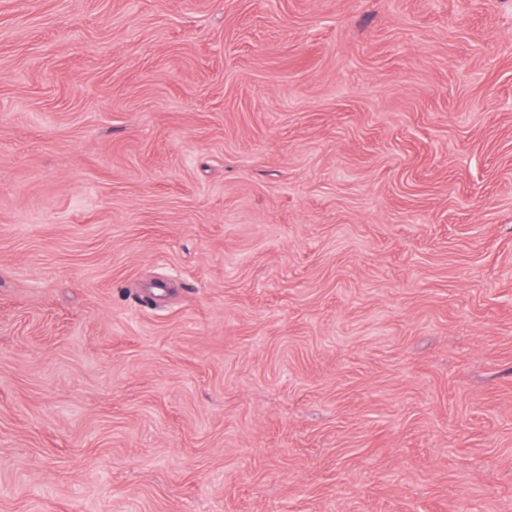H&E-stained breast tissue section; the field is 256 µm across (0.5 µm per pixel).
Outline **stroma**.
I'll use <instances>...</instances> for the list:
<instances>
[{
  "mask_svg": "<svg viewBox=\"0 0 512 512\" xmlns=\"http://www.w3.org/2000/svg\"><path fill=\"white\" fill-rule=\"evenodd\" d=\"M0 512H512V0H0Z\"/></svg>",
  "mask_w": 512,
  "mask_h": 512,
  "instance_id": "obj_1",
  "label": "stroma"
}]
</instances>
